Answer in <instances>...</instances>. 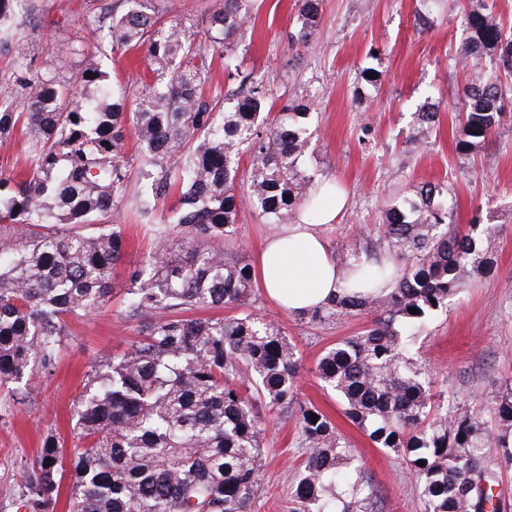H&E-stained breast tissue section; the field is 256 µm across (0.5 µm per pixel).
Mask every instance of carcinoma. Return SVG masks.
I'll return each instance as SVG.
<instances>
[{"instance_id":"obj_1","label":"carcinoma","mask_w":512,"mask_h":512,"mask_svg":"<svg viewBox=\"0 0 512 512\" xmlns=\"http://www.w3.org/2000/svg\"><path fill=\"white\" fill-rule=\"evenodd\" d=\"M122 2V13L107 10L90 26L112 54L145 51L152 86L135 111H127V96L109 93L100 54L81 38L67 47L80 63L75 81L50 72L19 76L26 105L0 103V139L16 131L26 139V172L0 173V385L50 369L65 347V319L105 308L124 256L111 216L132 178L130 134L150 168L134 202L150 214L175 198L180 238L159 237L152 259L130 277L126 308L143 320L142 336L85 374L72 414L80 453L64 460L60 440L46 435L23 485L6 495L26 512H48L68 476L70 512H250L269 410L296 418L305 452L292 480L298 512H379L362 465L330 418L298 401L300 357L279 324L254 314L183 316L251 295V267L217 246L236 233L243 205L288 224L313 204V176L300 167L309 104L273 117L268 89L257 82L243 94L206 96L207 56L188 29L149 12L148 0ZM249 2L224 0V13L204 33L230 81L240 76L234 35L250 16ZM467 2L466 55L496 62L462 89V151L484 145L499 127L501 75L512 78V26L485 0ZM321 19V0H298L291 41H312ZM439 112L438 102L420 107L415 142L436 131ZM244 154L251 176L243 192ZM452 213L445 184H424L387 206L384 238L404 264L389 268L368 256L343 267L392 277L396 286L386 296L348 295L313 311L319 320L377 313L361 335L326 349L315 374L353 426L404 458L423 512H509L496 487L501 468L512 465V378L487 413L475 415L439 400L410 351V331L447 309L471 271L494 265V226L475 219L462 228ZM53 224L84 231L61 233Z\"/></svg>"}]
</instances>
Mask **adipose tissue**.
<instances>
[{
	"label": "adipose tissue",
	"mask_w": 512,
	"mask_h": 512,
	"mask_svg": "<svg viewBox=\"0 0 512 512\" xmlns=\"http://www.w3.org/2000/svg\"><path fill=\"white\" fill-rule=\"evenodd\" d=\"M345 204L338 193H327L319 209L320 222L300 221L283 225L262 245L256 278L268 297L284 312L302 314L322 306L330 299L353 293L375 292L389 294L394 288L390 279L348 282L329 250L320 230V224L337 219Z\"/></svg>",
	"instance_id": "adipose-tissue-1"
}]
</instances>
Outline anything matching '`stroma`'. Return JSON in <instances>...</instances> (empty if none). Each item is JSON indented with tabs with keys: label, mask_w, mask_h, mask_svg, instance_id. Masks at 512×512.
Returning a JSON list of instances; mask_svg holds the SVG:
<instances>
[{
	"label": "stroma",
	"mask_w": 512,
	"mask_h": 512,
	"mask_svg": "<svg viewBox=\"0 0 512 512\" xmlns=\"http://www.w3.org/2000/svg\"><path fill=\"white\" fill-rule=\"evenodd\" d=\"M120 0H28L19 12L18 40H0V95L10 94L17 67L70 78L79 70L66 48L76 36L89 47L88 22L100 9ZM164 19L185 25L201 38L224 0H151ZM420 0H322L323 19L307 45L293 44L296 0H252V14L237 36V61L243 75L263 82L275 108L303 99L311 104L310 142L300 165L317 185L332 184L347 194L338 219L322 229L338 262L384 253L388 245L380 224L387 202L412 195L427 182L448 185L456 224H469L476 210L491 216L496 264L473 275L446 311L440 312L416 341L417 359L430 370L439 391L479 410L491 393L512 377V93L505 98L506 118L492 141L463 154L455 144L458 91L489 59L464 55L466 17L462 0H445L429 23L416 27ZM143 51L103 59L113 90L136 98L142 90ZM377 72L367 85L363 70ZM441 105V125L428 142L412 139L414 114L427 102ZM170 202L158 204L153 217L141 216L131 200L114 213L123 232L125 259L112 275V296L104 313L67 320L66 348L54 367L37 372L29 398L20 400L0 387V491L21 485L38 458L47 433L64 441L72 457L77 440L71 411L92 364L128 348L141 322L129 317L124 302L137 261L148 259ZM277 230L243 207L238 231L222 241L227 256L252 264L266 238ZM245 312L279 323L301 357V400L320 407L361 459L382 512H419L417 490L401 458L375 448L343 414L335 395L323 390L313 370L326 348L357 336L374 316L340 315L326 320L278 310L261 289H254ZM260 485L251 512H293L291 481L303 461L294 418H271L265 426Z\"/></svg>",
	"instance_id": "35a3bbf8"
}]
</instances>
